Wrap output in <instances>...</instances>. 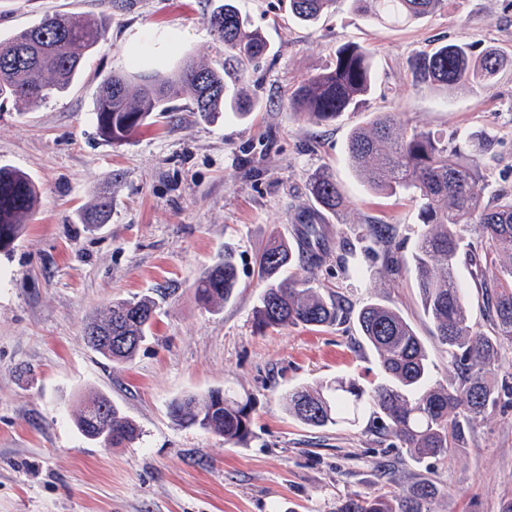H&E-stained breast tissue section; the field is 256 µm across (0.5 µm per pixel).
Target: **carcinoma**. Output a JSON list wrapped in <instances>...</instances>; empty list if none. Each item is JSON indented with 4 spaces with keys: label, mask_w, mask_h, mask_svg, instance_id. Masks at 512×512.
I'll return each mask as SVG.
<instances>
[{
    "label": "carcinoma",
    "mask_w": 512,
    "mask_h": 512,
    "mask_svg": "<svg viewBox=\"0 0 512 512\" xmlns=\"http://www.w3.org/2000/svg\"><path fill=\"white\" fill-rule=\"evenodd\" d=\"M337 0H288V12L301 22H313L332 12ZM445 0H352L373 19L394 26L415 23L441 9ZM216 41L224 44V66L210 67L186 58L170 75L114 73L106 78L94 102L97 129L105 140L122 144L154 113L171 111L169 103L188 93L193 117L210 121L221 112L245 114L250 109L246 82L249 69L268 51L267 42L248 18L231 3L208 18ZM102 23L73 15H51L38 24L0 41V99L27 109L44 102L52 91L67 89L88 55L103 38ZM512 54L490 50L479 56L461 42L421 50L410 63L416 84L445 89L490 83L507 66ZM374 58L354 43L336 48L332 65L305 79L288 96L291 110L318 123L339 119L364 104L374 75ZM467 150L429 131L410 127L399 112H383L366 127L351 131L347 159L356 176L377 195L407 194L415 202L422 231L412 254L416 288L438 341L458 370L457 379L443 386L430 380L425 345L395 308L370 303L359 310L357 324L366 344L378 357L382 380L366 389L353 380L336 378L315 389L288 396V411L312 426L354 425L368 409L377 414V429L394 438L414 459L451 461L466 447L470 433L512 390L498 385V376H512V188L492 190L479 158L490 153L492 140L466 137ZM308 191L316 203L299 216L308 263L321 261L313 249L320 244L321 224L343 208L340 185L328 171L311 175ZM38 189L24 171L0 166V252L13 247L27 218L34 212ZM112 191H98L81 222L98 227L109 221ZM475 232L484 260L469 257L465 235ZM295 244L273 239L257 255V276L263 284L253 318L262 328H318L336 322L342 301L322 295L309 277L287 275L295 263ZM469 259L473 282L487 297L493 334L473 330L464 288L455 269ZM237 285L231 256L206 269L196 283V295L215 307L227 301ZM157 309L156 299L143 295L117 301L88 318L92 326L112 335V344L91 348L113 362H128L147 338ZM178 424L198 427L238 444L250 434L248 403L222 390L189 394L171 403ZM76 425L89 440L101 431L110 445L132 444L140 430L104 394L93 393L77 414ZM339 512H396L380 496L357 495Z\"/></svg>",
    "instance_id": "1"
}]
</instances>
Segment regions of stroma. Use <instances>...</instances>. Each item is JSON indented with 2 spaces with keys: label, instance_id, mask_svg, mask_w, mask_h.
Masks as SVG:
<instances>
[{
  "label": "stroma",
  "instance_id": "35a3bbf8",
  "mask_svg": "<svg viewBox=\"0 0 512 512\" xmlns=\"http://www.w3.org/2000/svg\"><path fill=\"white\" fill-rule=\"evenodd\" d=\"M215 4L0 0V40L55 13L104 25L66 91L22 115L0 104V165L25 171L39 188L22 236L0 252V512H337L365 493L410 499L423 480L438 493L420 502L421 512H503L512 502V403L443 464L410 460L375 432L368 412L353 427L306 426L286 397L337 377L378 382L377 356L356 322L371 302L411 323L432 381L456 378L413 285L417 209L367 190L348 164L347 141L379 112L403 113L460 148L464 135L482 133L494 142L484 175L512 187V68L463 90L414 84L408 70L417 52L449 40L477 55L490 47L512 53V7L446 0L419 23L393 27L351 0L309 24L292 19L283 0H236L269 47L249 71L251 111L198 121L184 96L173 103L179 120L160 115L127 143L105 141L93 115L105 77L168 74L189 56L223 64L224 47L207 24ZM347 41L376 62L364 105L329 124L292 112L291 88L326 68ZM324 167L346 207L323 227L327 250L314 285L340 297L347 312L329 327L258 328L255 256L273 236L294 238L297 214L311 204L308 178ZM107 184L112 218L90 229L80 212ZM372 224L386 228V240L369 235ZM228 251L237 286L214 310L198 301L195 283ZM158 290L152 334L132 361H109L88 346L89 316ZM213 389L249 402L245 441L230 445L172 420L173 400ZM90 392L109 396L138 426L136 442L106 448L82 436L75 415Z\"/></svg>",
  "mask_w": 512,
  "mask_h": 512
}]
</instances>
